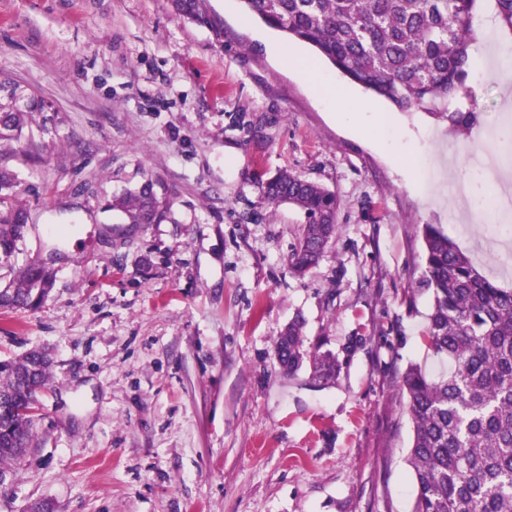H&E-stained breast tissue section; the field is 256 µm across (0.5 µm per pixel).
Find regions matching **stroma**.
<instances>
[{"mask_svg": "<svg viewBox=\"0 0 512 512\" xmlns=\"http://www.w3.org/2000/svg\"><path fill=\"white\" fill-rule=\"evenodd\" d=\"M203 8L199 23L171 0H0V112L29 115L0 141L28 212L14 268L56 274L39 307L0 310V360L52 357L0 512H411L402 375L443 368L423 342L420 225L512 288L486 240L498 218L462 222L454 188L490 194L483 141L331 71L351 110L369 99L389 117L371 140L282 63L280 32L243 22L239 0ZM476 12L486 74L457 106L491 134L512 127V85L492 76L512 30L487 31L494 0ZM282 169L338 203L302 276L288 256L304 218L259 189ZM148 178L167 217L128 227L107 205ZM298 315L305 345L336 354L333 378L280 370L275 341Z\"/></svg>", "mask_w": 512, "mask_h": 512, "instance_id": "1", "label": "stroma"}]
</instances>
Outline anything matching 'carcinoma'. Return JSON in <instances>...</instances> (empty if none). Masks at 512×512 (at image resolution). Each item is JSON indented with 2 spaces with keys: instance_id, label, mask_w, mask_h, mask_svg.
<instances>
[{
  "instance_id": "carcinoma-1",
  "label": "carcinoma",
  "mask_w": 512,
  "mask_h": 512,
  "mask_svg": "<svg viewBox=\"0 0 512 512\" xmlns=\"http://www.w3.org/2000/svg\"><path fill=\"white\" fill-rule=\"evenodd\" d=\"M180 16L202 19L201 0H172ZM259 19L300 41L353 83L402 112L424 111L466 131L479 113L450 110L469 94L470 55L477 0H240ZM22 112H0V139L23 129ZM267 204H289L303 213L289 269L303 275L336 237L333 192L280 170L261 182ZM128 225L160 224L166 217L151 180L112 200ZM27 212L17 204L13 172L0 167V268L24 240ZM425 263L420 284L431 292L424 341L451 365L430 376L414 364L402 377L413 425L409 461L415 498L411 512H512V289L480 271L438 224L421 225ZM53 286L48 263L18 272L0 288V309L41 303ZM304 319L281 331L275 356L289 374L308 362L314 374L336 373L330 352L304 348ZM47 354L32 351L0 361V466L34 447L37 391L49 378Z\"/></svg>"
}]
</instances>
